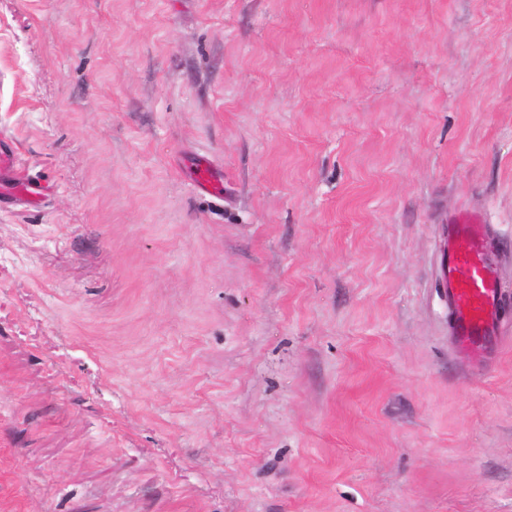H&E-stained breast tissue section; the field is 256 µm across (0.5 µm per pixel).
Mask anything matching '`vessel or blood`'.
Masks as SVG:
<instances>
[{
	"mask_svg": "<svg viewBox=\"0 0 512 512\" xmlns=\"http://www.w3.org/2000/svg\"><path fill=\"white\" fill-rule=\"evenodd\" d=\"M195 186L222 195L224 181L208 163L191 171ZM493 240L481 214L468 209L453 216L447 228L442 275L448 300V328L464 371L481 369L489 337L501 335L503 290L492 273Z\"/></svg>",
	"mask_w": 512,
	"mask_h": 512,
	"instance_id": "b4317fda",
	"label": "vessel or blood"
}]
</instances>
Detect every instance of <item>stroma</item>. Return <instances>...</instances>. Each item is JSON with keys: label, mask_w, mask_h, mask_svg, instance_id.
<instances>
[{"label": "stroma", "mask_w": 512, "mask_h": 512, "mask_svg": "<svg viewBox=\"0 0 512 512\" xmlns=\"http://www.w3.org/2000/svg\"><path fill=\"white\" fill-rule=\"evenodd\" d=\"M0 148V512H512V0H0ZM191 179L202 192L212 196H221L224 192V180L207 162L198 163L191 170ZM493 240L481 214L469 209L447 228L442 275L448 300V328L465 372L480 370L491 336H500L503 290L492 273Z\"/></svg>", "instance_id": "obj_1"}]
</instances>
